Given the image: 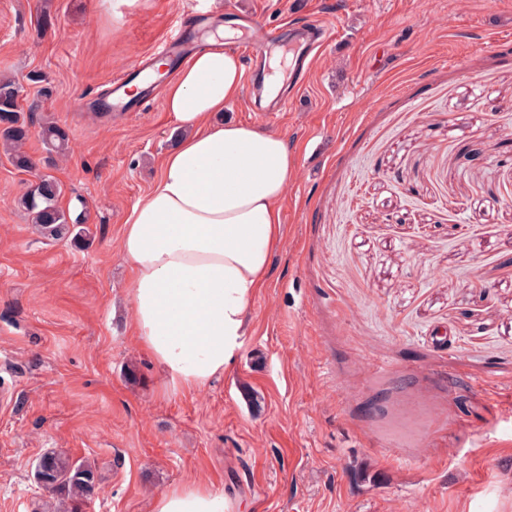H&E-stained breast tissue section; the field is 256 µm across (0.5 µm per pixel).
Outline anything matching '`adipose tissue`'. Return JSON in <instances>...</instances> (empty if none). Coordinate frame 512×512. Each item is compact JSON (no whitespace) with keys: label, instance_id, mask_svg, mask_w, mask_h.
I'll use <instances>...</instances> for the list:
<instances>
[{"label":"adipose tissue","instance_id":"ef3b65f1","mask_svg":"<svg viewBox=\"0 0 512 512\" xmlns=\"http://www.w3.org/2000/svg\"><path fill=\"white\" fill-rule=\"evenodd\" d=\"M209 35L169 83L181 137L123 227L135 335L172 388L200 389L242 348L255 296L283 244L281 203L296 164L284 135L214 117L238 99L240 59ZM152 512H238L196 484L159 492Z\"/></svg>","mask_w":512,"mask_h":512}]
</instances>
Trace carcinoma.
<instances>
[{
  "label": "carcinoma",
  "instance_id": "carcinoma-1",
  "mask_svg": "<svg viewBox=\"0 0 512 512\" xmlns=\"http://www.w3.org/2000/svg\"><path fill=\"white\" fill-rule=\"evenodd\" d=\"M21 87L10 78H0V144L12 164L26 170L32 166L23 147L34 124L33 117L21 104ZM39 135L48 154L64 155L69 149L67 132L50 118L39 123ZM61 184L52 176L41 177L37 188H27L17 204L29 216L31 223L46 238L59 240L71 232L65 211L59 205ZM44 487L53 492H65L72 500L83 503L93 497L97 482L90 466L57 453L44 455L39 471Z\"/></svg>",
  "mask_w": 512,
  "mask_h": 512
}]
</instances>
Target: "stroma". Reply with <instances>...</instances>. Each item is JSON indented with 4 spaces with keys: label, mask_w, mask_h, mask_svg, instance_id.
I'll list each match as a JSON object with an SVG mask.
<instances>
[{
    "label": "stroma",
    "mask_w": 512,
    "mask_h": 512,
    "mask_svg": "<svg viewBox=\"0 0 512 512\" xmlns=\"http://www.w3.org/2000/svg\"><path fill=\"white\" fill-rule=\"evenodd\" d=\"M112 3L0 0V75L73 146L25 150L86 226L37 233L0 151V512H48L52 451L95 472L77 512L188 483L243 512H512V0H206L190 37L236 6L334 35L269 124L297 160L283 248L235 363L193 391L135 339L119 250L175 125L103 90L197 4Z\"/></svg>",
    "instance_id": "stroma-1"
}]
</instances>
